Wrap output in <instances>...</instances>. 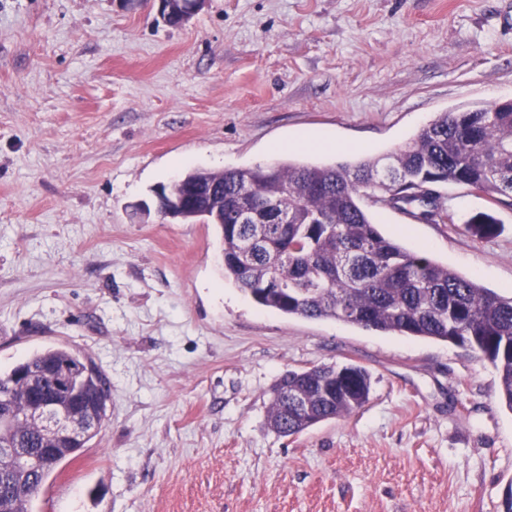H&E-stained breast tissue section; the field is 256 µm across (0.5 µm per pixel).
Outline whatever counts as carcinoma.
I'll return each mask as SVG.
<instances>
[{"instance_id":"obj_1","label":"carcinoma","mask_w":512,"mask_h":512,"mask_svg":"<svg viewBox=\"0 0 512 512\" xmlns=\"http://www.w3.org/2000/svg\"><path fill=\"white\" fill-rule=\"evenodd\" d=\"M463 184L497 202L512 201V112L487 108L441 112L412 142L378 159L337 164L285 160L249 168L194 169L184 184L201 190L175 220L214 224L223 247L224 278L256 304L288 316L335 319L367 330L398 333L467 346L494 368L498 395L512 411V295L480 286L425 253L407 251L384 236L372 221L366 197L378 195L412 218L445 224L448 214L422 196L421 185ZM272 201L286 224H266L264 245L247 248L256 229L239 224L229 207L241 192ZM475 237L495 234L496 220L485 213L466 222ZM249 261V275L233 262ZM269 278L283 288L264 291ZM71 370V380L106 418L109 387L98 368L67 346L30 354L0 371V393L11 394L17 419L14 438L23 448H46L36 424L24 419L26 402L10 388L16 371L36 375L54 365ZM278 383L285 395L270 403L269 419L283 436L345 418L362 408L371 392L370 373L349 363L291 370ZM86 444L67 448L45 469L25 478L26 496L14 501L0 488V512H30L42 482L61 463L78 458Z\"/></svg>"}]
</instances>
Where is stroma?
Returning <instances> with one entry per match:
<instances>
[{"label":"stroma","instance_id":"1","mask_svg":"<svg viewBox=\"0 0 512 512\" xmlns=\"http://www.w3.org/2000/svg\"><path fill=\"white\" fill-rule=\"evenodd\" d=\"M510 98L512 0H207L179 28L121 0H0V368L66 345L110 388L33 512H506L512 411L477 352L262 308L214 225L133 206L196 167L381 157ZM439 192L451 223L370 213L512 293V207ZM481 212L488 239L465 227ZM349 362L361 409L270 428L281 374Z\"/></svg>","mask_w":512,"mask_h":512}]
</instances>
